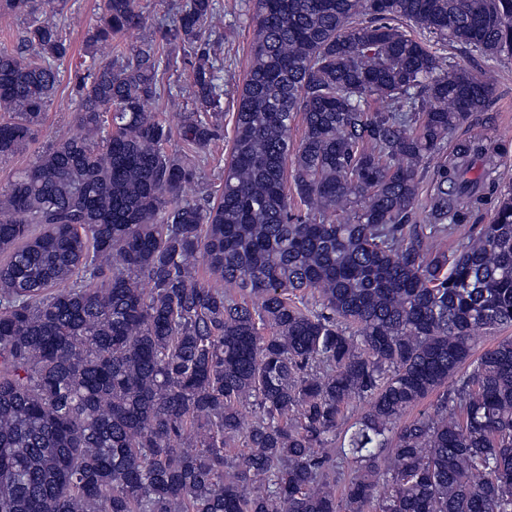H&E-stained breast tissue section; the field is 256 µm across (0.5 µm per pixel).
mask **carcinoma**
Returning a JSON list of instances; mask_svg holds the SVG:
<instances>
[{"label": "carcinoma", "mask_w": 512, "mask_h": 512, "mask_svg": "<svg viewBox=\"0 0 512 512\" xmlns=\"http://www.w3.org/2000/svg\"><path fill=\"white\" fill-rule=\"evenodd\" d=\"M37 10L0 0L1 20ZM216 18L186 0L163 34L195 59L179 148L153 111L155 49L93 57L80 134L0 191V512H512V339L474 351L512 326V191L483 131L413 223L419 163L491 84L395 25L512 57V0H253L222 192L200 201ZM145 23L103 0L87 45ZM70 51L49 19L0 49V161L33 139ZM491 195L493 222L440 250Z\"/></svg>", "instance_id": "carcinoma-1"}]
</instances>
